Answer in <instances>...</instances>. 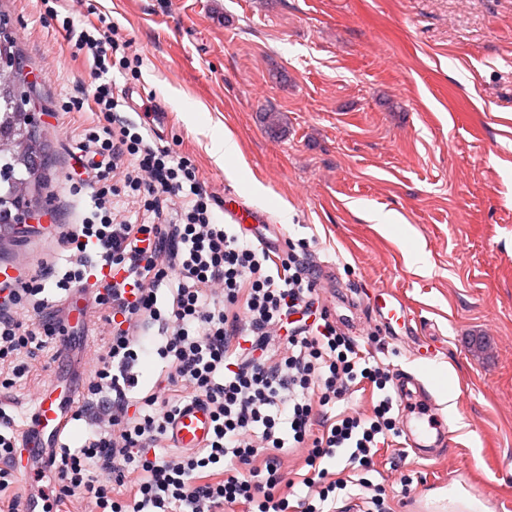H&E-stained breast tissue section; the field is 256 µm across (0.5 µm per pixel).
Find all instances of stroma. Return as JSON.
<instances>
[{
	"instance_id": "stroma-1",
	"label": "stroma",
	"mask_w": 512,
	"mask_h": 512,
	"mask_svg": "<svg viewBox=\"0 0 512 512\" xmlns=\"http://www.w3.org/2000/svg\"><path fill=\"white\" fill-rule=\"evenodd\" d=\"M76 25L111 22L137 68L114 67L118 111L188 156L217 197L237 195L267 215L274 245L306 242L335 320L391 370L416 369L434 342L451 393L442 410L412 413L416 432L445 416L454 436L423 459L380 449L368 478L393 512H441L462 476L488 512H512V0H69ZM37 77L40 130L50 143L49 215L0 261L19 270L67 268L55 232L91 208L68 193L91 111L62 112L91 95V64L73 57L38 0H0ZM236 157L217 165L211 129ZM288 207L290 223L279 211ZM392 214L391 226L378 224ZM421 251L425 268L409 261ZM389 290L409 307L411 331L376 318ZM66 341L32 360L0 407L17 430L52 382L83 384L104 336L96 312L73 318ZM413 479L405 496L401 476Z\"/></svg>"
}]
</instances>
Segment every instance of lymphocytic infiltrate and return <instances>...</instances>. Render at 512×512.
I'll list each match as a JSON object with an SVG mask.
<instances>
[{
	"mask_svg": "<svg viewBox=\"0 0 512 512\" xmlns=\"http://www.w3.org/2000/svg\"><path fill=\"white\" fill-rule=\"evenodd\" d=\"M61 28L73 55L91 59L96 83L92 96L61 105L96 115L79 146L90 173L69 182L92 209L61 234L70 269H35L0 296L1 390L63 332L45 315L49 290L67 298L95 279L93 302L109 328L73 414L87 420L85 436L78 448L52 452V496L85 491L89 512H345L348 475L370 486L378 451L402 434L389 367L318 306L306 252L292 243L271 251L224 223L194 162L119 115L109 72L125 43L108 28L75 31L69 17ZM297 313L305 323L288 327ZM148 325L163 338L156 353L169 370L143 392L134 367ZM364 382L378 394L372 413L344 411ZM189 400L208 407L213 433L202 449L163 455ZM286 447L307 451L306 492L293 502L286 491L294 482L278 455ZM19 455L14 421L0 409V493L12 487ZM330 462L344 476L330 478ZM209 469L222 470L223 480L202 481ZM132 474L127 500L119 488ZM373 489L369 512H390L384 487Z\"/></svg>",
	"mask_w": 512,
	"mask_h": 512,
	"instance_id": "f902f5d3",
	"label": "lymphocytic infiltrate"
}]
</instances>
